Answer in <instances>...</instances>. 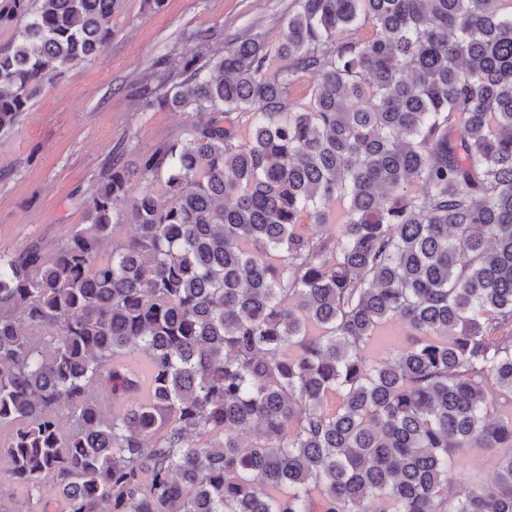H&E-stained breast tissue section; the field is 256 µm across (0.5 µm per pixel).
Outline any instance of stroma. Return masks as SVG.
I'll return each mask as SVG.
<instances>
[{"label":"stroma","instance_id":"stroma-1","mask_svg":"<svg viewBox=\"0 0 512 512\" xmlns=\"http://www.w3.org/2000/svg\"><path fill=\"white\" fill-rule=\"evenodd\" d=\"M292 0H166L153 13L145 0H117L112 40L93 61L73 65L43 86L19 122L0 131V252L36 244L50 253L78 225L117 146L126 162L179 136L190 113L142 107L134 93L144 74L170 54H191L195 35L217 43L261 33L278 44ZM500 451L451 453V474L469 483L493 478Z\"/></svg>","mask_w":512,"mask_h":512}]
</instances>
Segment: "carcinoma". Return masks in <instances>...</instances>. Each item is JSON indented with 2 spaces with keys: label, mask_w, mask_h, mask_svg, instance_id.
<instances>
[{
  "label": "carcinoma",
  "mask_w": 512,
  "mask_h": 512,
  "mask_svg": "<svg viewBox=\"0 0 512 512\" xmlns=\"http://www.w3.org/2000/svg\"><path fill=\"white\" fill-rule=\"evenodd\" d=\"M115 3H0V131ZM196 40L136 95L208 119L112 156L52 253H0L22 512H512V0H293L275 47ZM393 319L416 339L369 363ZM459 448L510 452L466 483Z\"/></svg>",
  "instance_id": "1"
}]
</instances>
